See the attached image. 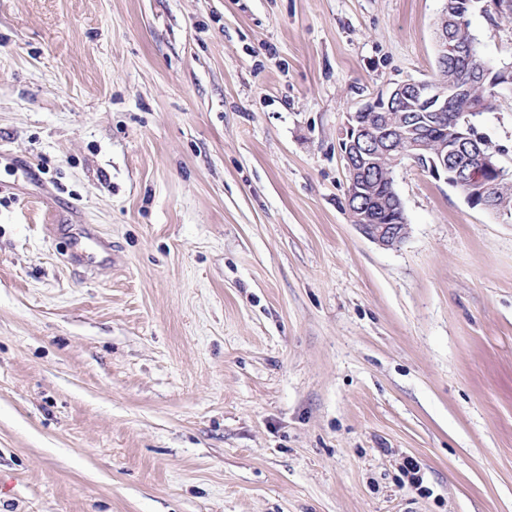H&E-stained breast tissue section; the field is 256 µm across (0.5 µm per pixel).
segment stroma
<instances>
[{"label": "stroma", "mask_w": 512, "mask_h": 512, "mask_svg": "<svg viewBox=\"0 0 512 512\" xmlns=\"http://www.w3.org/2000/svg\"><path fill=\"white\" fill-rule=\"evenodd\" d=\"M444 7L0 0V512H512V221L409 164L398 247L346 212Z\"/></svg>", "instance_id": "stroma-1"}]
</instances>
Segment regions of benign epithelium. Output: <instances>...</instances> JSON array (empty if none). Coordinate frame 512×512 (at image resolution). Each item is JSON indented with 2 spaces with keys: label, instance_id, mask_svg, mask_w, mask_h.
Masks as SVG:
<instances>
[{
  "label": "benign epithelium",
  "instance_id": "1",
  "mask_svg": "<svg viewBox=\"0 0 512 512\" xmlns=\"http://www.w3.org/2000/svg\"><path fill=\"white\" fill-rule=\"evenodd\" d=\"M494 14H511L509 0H446L436 26V64L454 55L476 64L447 79L397 83L346 113L340 149L348 176L347 211L350 223L370 241L395 248L407 237L409 224L393 182V169L409 161L429 177L462 189L473 208L512 219L499 205L501 187L512 177L496 152L478 133V118L488 102L483 88L512 89V61L494 67L482 59L472 36L455 41L476 4ZM464 100L471 107L443 126L448 102Z\"/></svg>",
  "mask_w": 512,
  "mask_h": 512
}]
</instances>
